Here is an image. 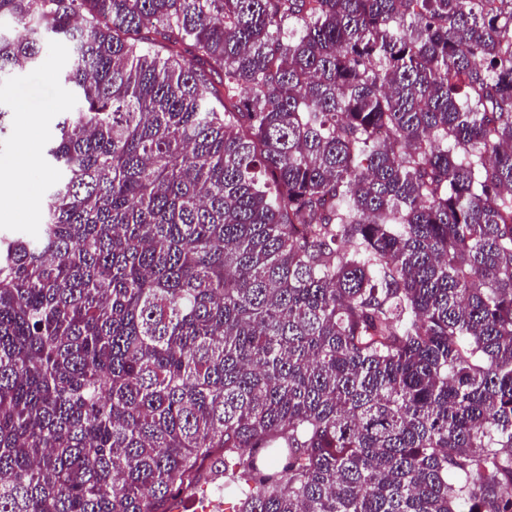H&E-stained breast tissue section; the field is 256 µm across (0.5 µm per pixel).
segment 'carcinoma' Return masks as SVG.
Here are the masks:
<instances>
[{"label": "carcinoma", "instance_id": "carcinoma-1", "mask_svg": "<svg viewBox=\"0 0 512 512\" xmlns=\"http://www.w3.org/2000/svg\"><path fill=\"white\" fill-rule=\"evenodd\" d=\"M75 109L0 235V512H512V0H0Z\"/></svg>", "mask_w": 512, "mask_h": 512}]
</instances>
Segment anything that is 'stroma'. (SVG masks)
<instances>
[{
	"mask_svg": "<svg viewBox=\"0 0 512 512\" xmlns=\"http://www.w3.org/2000/svg\"><path fill=\"white\" fill-rule=\"evenodd\" d=\"M70 54L68 44H57L42 66L0 84V96L12 104L7 120L10 144L0 150V184L9 185L20 176L28 181L23 203L0 217L2 233L29 236L43 222V189L53 173L39 161L45 144L57 133L56 123L71 110V97L58 81Z\"/></svg>",
	"mask_w": 512,
	"mask_h": 512,
	"instance_id": "stroma-1",
	"label": "stroma"
}]
</instances>
